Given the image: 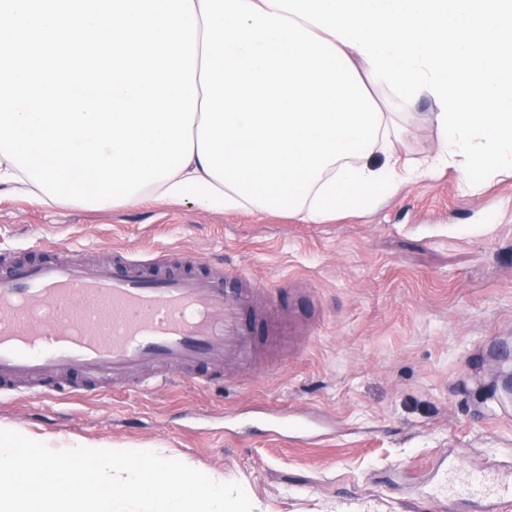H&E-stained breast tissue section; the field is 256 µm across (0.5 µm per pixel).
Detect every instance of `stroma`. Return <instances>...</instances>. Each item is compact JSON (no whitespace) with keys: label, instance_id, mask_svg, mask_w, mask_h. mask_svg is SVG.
<instances>
[{"label":"stroma","instance_id":"obj_1","mask_svg":"<svg viewBox=\"0 0 512 512\" xmlns=\"http://www.w3.org/2000/svg\"><path fill=\"white\" fill-rule=\"evenodd\" d=\"M397 145L417 163L437 135L420 98L401 112ZM105 256L192 250L236 262L283 301L289 280L315 310L300 353L207 387L180 382L146 395L98 389L58 403L0 402V426L61 446L149 445L245 486L260 512H490L451 490L461 468L503 477L512 458V398L494 395L512 366V174L452 168L399 186L372 210L318 224L255 211L209 212L166 202L110 210L0 197V252L41 259L36 240ZM300 416L271 436L268 411Z\"/></svg>","mask_w":512,"mask_h":512}]
</instances>
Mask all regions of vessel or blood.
<instances>
[{"mask_svg": "<svg viewBox=\"0 0 512 512\" xmlns=\"http://www.w3.org/2000/svg\"><path fill=\"white\" fill-rule=\"evenodd\" d=\"M258 294L237 265L213 268L196 253L0 258V396L69 398L111 381L149 393L209 385L230 361L269 368L263 348L303 329L292 309L259 305ZM457 492L511 499L512 483L475 474Z\"/></svg>", "mask_w": 512, "mask_h": 512, "instance_id": "vessel-or-blood-1", "label": "vessel or blood"}]
</instances>
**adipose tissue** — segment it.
Here are the masks:
<instances>
[{
    "label": "adipose tissue",
    "mask_w": 512,
    "mask_h": 512,
    "mask_svg": "<svg viewBox=\"0 0 512 512\" xmlns=\"http://www.w3.org/2000/svg\"><path fill=\"white\" fill-rule=\"evenodd\" d=\"M193 155L131 197L316 224L417 170L370 87L431 99L433 165L512 173V0H193Z\"/></svg>",
    "instance_id": "1"
}]
</instances>
